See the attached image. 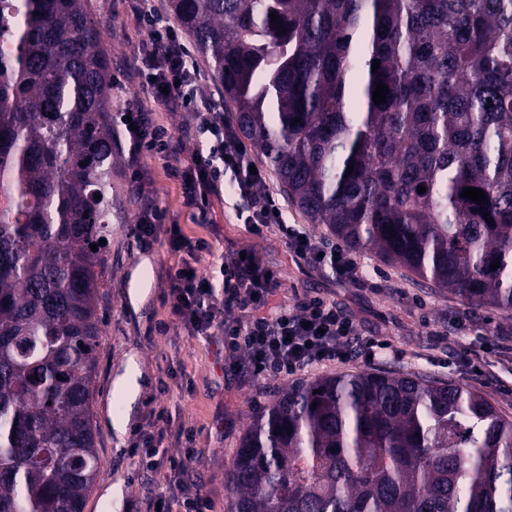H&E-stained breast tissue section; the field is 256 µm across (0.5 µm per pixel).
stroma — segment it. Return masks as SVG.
I'll return each instance as SVG.
<instances>
[{
  "mask_svg": "<svg viewBox=\"0 0 512 512\" xmlns=\"http://www.w3.org/2000/svg\"><path fill=\"white\" fill-rule=\"evenodd\" d=\"M94 23L112 60V184L118 214L103 251L104 297L99 310V352L92 408L98 476L83 512H153L158 478L143 469L134 453L140 430H163L158 448L165 455H184L175 439L179 427L194 431L195 454L187 477L208 499L210 512H229L224 468L238 446L251 414L271 401L286 377L247 379L232 371L243 354L224 351L220 336H193L171 323L167 297L169 272L178 262L164 242L142 247L134 238L140 220L139 184L152 186L166 223L180 225L189 237L209 242L211 254L198 265L214 286H221V256L240 248L255 250L280 273L278 302L294 304L309 293L344 306L362 336H384L391 347L373 362L354 359L324 363L298 373L305 381L349 370L390 366L455 380L485 393L504 414L512 416V318L492 308L474 310L447 291L423 288L405 271L372 254L358 255L364 283L338 280L331 269H318L296 257L277 227L264 237L252 236L238 220L230 198L213 201L211 221L197 223L179 182L166 173L160 155L142 153L139 169L129 165L122 117L127 110L149 113L174 137H186L195 119L147 98L137 76L136 58L145 37L131 0H89ZM150 269H142L143 259ZM470 356H463V348ZM136 356L141 377L133 402L114 390V379L129 356ZM191 391H181L183 378ZM127 420L123 434L112 428L113 416Z\"/></svg>",
  "mask_w": 512,
  "mask_h": 512,
  "instance_id": "1",
  "label": "stroma"
}]
</instances>
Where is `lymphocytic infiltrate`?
Segmentation results:
<instances>
[{"mask_svg":"<svg viewBox=\"0 0 512 512\" xmlns=\"http://www.w3.org/2000/svg\"><path fill=\"white\" fill-rule=\"evenodd\" d=\"M137 11L147 30L137 60L144 88L159 106L190 110L198 119L197 148L186 165L169 166L168 172L180 181L185 201L200 221L208 222L210 198L224 174H231L232 194L244 204V222L252 235L262 236L269 225H280L295 255L313 266L330 267L340 280L358 279L360 268L347 251L315 239L301 225L285 224L265 172L250 169L248 145L215 103L199 98L202 74L178 30L161 24L149 0H138ZM130 118L132 157L145 151L166 158L177 153L166 129L154 124L146 113L134 112ZM164 219V211L157 204H149L135 235L145 245L164 240L168 251L182 258L170 274L168 300L174 323L196 336L221 331L225 350L244 352L245 376L255 379L270 372L292 375L355 355L377 357L385 350V343L361 337L352 317L336 303L310 297L293 310L284 304L274 305L279 274L264 266L254 253L222 256L223 291L215 293L195 265L208 250V243L186 236L179 225L165 224ZM137 446L143 467L164 472L156 497L160 512H208L206 498L185 479V458L158 460L156 437L150 430L140 434Z\"/></svg>","mask_w":512,"mask_h":512,"instance_id":"obj_1","label":"lymphocytic infiltrate"}]
</instances>
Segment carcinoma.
<instances>
[{"label": "carcinoma", "mask_w": 512, "mask_h": 512, "mask_svg": "<svg viewBox=\"0 0 512 512\" xmlns=\"http://www.w3.org/2000/svg\"><path fill=\"white\" fill-rule=\"evenodd\" d=\"M170 8L310 223L466 306L512 310V0ZM0 38V512H83L111 60L88 0H0ZM225 484L230 512H512V417L452 380L323 375L251 416Z\"/></svg>", "instance_id": "1"}]
</instances>
